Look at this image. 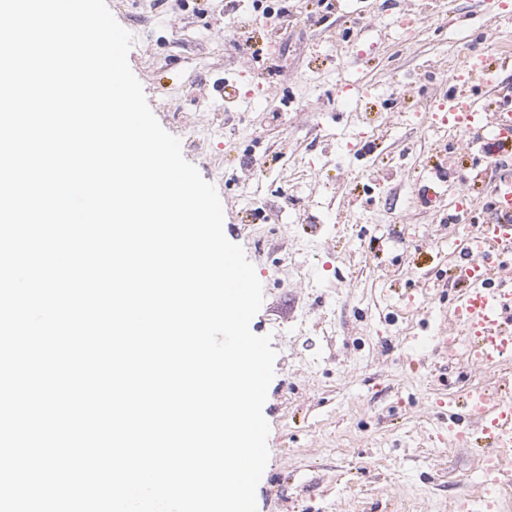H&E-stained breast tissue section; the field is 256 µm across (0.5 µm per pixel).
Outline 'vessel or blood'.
Instances as JSON below:
<instances>
[{"mask_svg":"<svg viewBox=\"0 0 512 512\" xmlns=\"http://www.w3.org/2000/svg\"><path fill=\"white\" fill-rule=\"evenodd\" d=\"M472 88L452 87L448 101L471 152L487 153L491 145L512 140V95L491 112L479 93L501 88V76L512 71V56L492 58L485 51L470 55ZM496 174L493 218L484 224L456 217L454 260L448 275L463 285L446 327L431 339L435 349L449 350V333L468 336L464 353L468 366L497 368L512 363V174H502L497 163L477 174ZM437 416L448 425L449 445L461 444L484 463L477 481V498L460 502L461 512H500L496 492L512 485V396L470 387L441 403Z\"/></svg>","mask_w":512,"mask_h":512,"instance_id":"vessel-or-blood-1","label":"vessel or blood"}]
</instances>
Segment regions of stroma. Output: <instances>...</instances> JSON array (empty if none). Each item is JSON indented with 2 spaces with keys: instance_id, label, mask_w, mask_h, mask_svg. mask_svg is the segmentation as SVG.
<instances>
[{
  "instance_id": "stroma-1",
  "label": "stroma",
  "mask_w": 512,
  "mask_h": 512,
  "mask_svg": "<svg viewBox=\"0 0 512 512\" xmlns=\"http://www.w3.org/2000/svg\"><path fill=\"white\" fill-rule=\"evenodd\" d=\"M416 3L438 22L403 42L388 0H338L322 25L306 21L303 0H287L271 33L240 0L236 39L277 55L274 72L236 67L222 0L198 10L107 0L135 38L129 65L150 109L216 188L225 223L239 227L229 239L263 286L250 328L271 335L276 358L257 512H448L479 462L436 429L438 401L469 385L512 391V368L475 372L442 355L416 363L457 295L442 282L450 251L417 182L454 149L442 119L458 60L512 0ZM346 63L364 86L414 84L431 104L430 130L401 99L400 124L377 135V98L355 110L340 102ZM225 84L236 100L219 94ZM315 98L323 110L307 111Z\"/></svg>"
}]
</instances>
